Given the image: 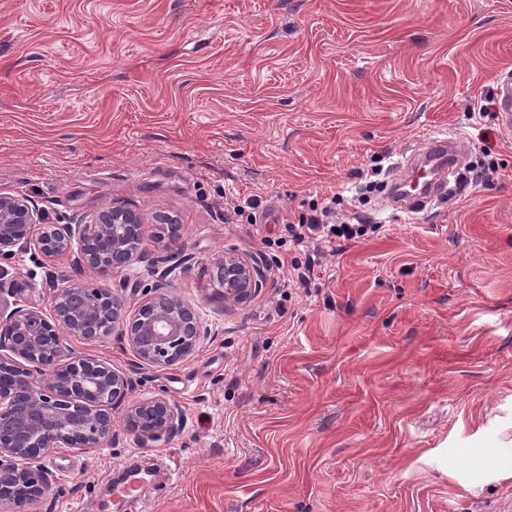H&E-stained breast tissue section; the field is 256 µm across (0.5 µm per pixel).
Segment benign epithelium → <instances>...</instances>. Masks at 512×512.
<instances>
[{
    "label": "benign epithelium",
    "instance_id": "benign-epithelium-1",
    "mask_svg": "<svg viewBox=\"0 0 512 512\" xmlns=\"http://www.w3.org/2000/svg\"><path fill=\"white\" fill-rule=\"evenodd\" d=\"M143 215L112 205L82 224L43 225L39 208L25 196L0 194V259L34 248L48 266L61 261L81 273L106 271L144 258ZM215 265L224 272V300L237 302L261 288L265 268L255 258L226 254ZM0 304V501L27 512L51 486L43 458L60 448L86 450L112 441V409L130 390L128 377L92 357L64 359L65 338L126 340L138 359L172 366L191 355L208 331L196 310L175 294L156 293L128 314L109 287L54 285V312L29 305L23 290ZM142 446L173 435L178 416L163 398L127 407ZM27 461L20 467L17 461Z\"/></svg>",
    "mask_w": 512,
    "mask_h": 512
}]
</instances>
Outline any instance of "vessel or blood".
<instances>
[{
  "mask_svg": "<svg viewBox=\"0 0 512 512\" xmlns=\"http://www.w3.org/2000/svg\"><path fill=\"white\" fill-rule=\"evenodd\" d=\"M498 121L507 134L512 135V77H505L497 91ZM426 162L423 166L411 168L397 166L393 185L403 186L404 211H419L430 199L442 193L447 185L443 170H457L460 161V143L455 138L431 136L425 141Z\"/></svg>",
  "mask_w": 512,
  "mask_h": 512,
  "instance_id": "b4317fda",
  "label": "vessel or blood"
}]
</instances>
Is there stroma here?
I'll use <instances>...</instances> for the list:
<instances>
[{
    "label": "stroma",
    "instance_id": "1",
    "mask_svg": "<svg viewBox=\"0 0 512 512\" xmlns=\"http://www.w3.org/2000/svg\"><path fill=\"white\" fill-rule=\"evenodd\" d=\"M506 71L512 0H0V194L50 224L141 211L145 261L60 284L131 309L160 283L210 330L168 367L71 341L181 427L144 448L115 410L111 445L45 458L29 512H512V137L471 116ZM433 133L466 150L442 195H359ZM330 197L369 229L292 282L286 226ZM227 253L267 269L240 303ZM0 267L52 314L28 254Z\"/></svg>",
    "mask_w": 512,
    "mask_h": 512
}]
</instances>
